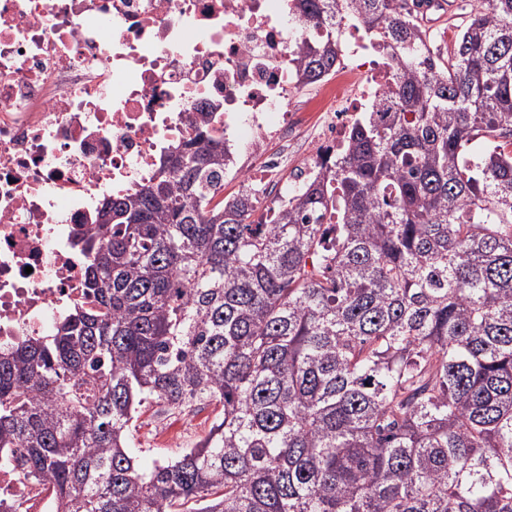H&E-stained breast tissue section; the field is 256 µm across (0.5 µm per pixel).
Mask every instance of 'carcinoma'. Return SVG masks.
I'll return each mask as SVG.
<instances>
[{
	"instance_id": "cac0c4a2",
	"label": "carcinoma",
	"mask_w": 512,
	"mask_h": 512,
	"mask_svg": "<svg viewBox=\"0 0 512 512\" xmlns=\"http://www.w3.org/2000/svg\"><path fill=\"white\" fill-rule=\"evenodd\" d=\"M296 2L300 83L355 21L393 84L273 224L200 136L104 207L92 306L0 348V461L54 512H512V0L446 57L404 0ZM212 404L138 467L142 409Z\"/></svg>"
}]
</instances>
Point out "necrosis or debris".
Listing matches in <instances>:
<instances>
[{"mask_svg":"<svg viewBox=\"0 0 512 512\" xmlns=\"http://www.w3.org/2000/svg\"><path fill=\"white\" fill-rule=\"evenodd\" d=\"M295 0H0V347L44 336L87 304V228L147 183L194 127L224 140L226 167L267 210L262 186L331 164L357 112L392 84L358 25L331 83L291 107ZM322 135L284 176L271 151L308 120ZM0 498L52 512L45 486L0 467Z\"/></svg>","mask_w":512,"mask_h":512,"instance_id":"1","label":"necrosis or debris"}]
</instances>
